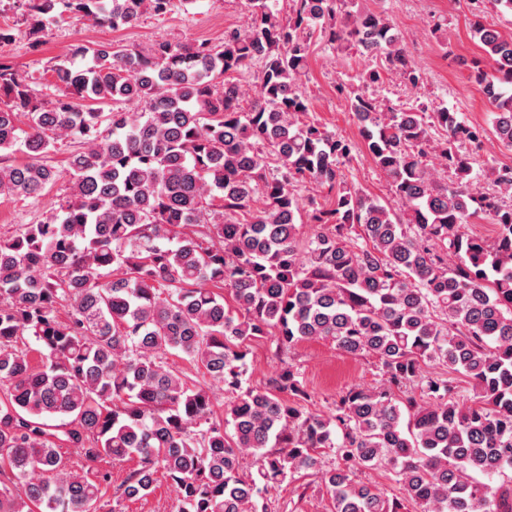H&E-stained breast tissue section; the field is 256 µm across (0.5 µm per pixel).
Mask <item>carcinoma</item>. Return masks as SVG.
<instances>
[{
  "label": "carcinoma",
  "instance_id": "1",
  "mask_svg": "<svg viewBox=\"0 0 512 512\" xmlns=\"http://www.w3.org/2000/svg\"><path fill=\"white\" fill-rule=\"evenodd\" d=\"M20 2L35 32L59 4L112 28L173 6ZM276 4L250 0L251 25L225 31L220 46L78 45L72 58L91 63L53 66L46 103L32 101L33 76L0 60V195L43 196L58 177L47 163L55 143L82 144L58 209L0 237V468L21 485L0 487V512H97L101 483L74 469L71 448L90 464L137 460L123 495H147L160 474L178 512H259L245 454L267 487L322 472L334 512H403L357 479L382 468L419 512H512V484L490 483L512 470V165L492 169L497 191H483L470 155L483 129L445 107L403 110L363 91L388 75L423 82L381 11L291 0L282 21ZM471 32L492 62H472L471 77L512 147V36L480 20ZM316 36L376 59L348 91L359 144L302 120L297 81ZM254 64L248 96L233 74ZM360 148L392 203L345 182L340 166ZM18 152L26 160L8 162ZM305 181L328 201L302 207ZM475 218L490 219L492 238L465 231ZM300 223L319 232L304 240ZM27 332L38 365L20 346ZM264 336L280 350L325 340L372 356L384 384L348 389L327 417L306 410L291 365L245 389L250 342ZM174 351L223 384L225 418H214L209 388L167 365ZM426 361L466 376L480 400L423 374ZM327 450L338 465L324 470Z\"/></svg>",
  "mask_w": 512,
  "mask_h": 512
}]
</instances>
